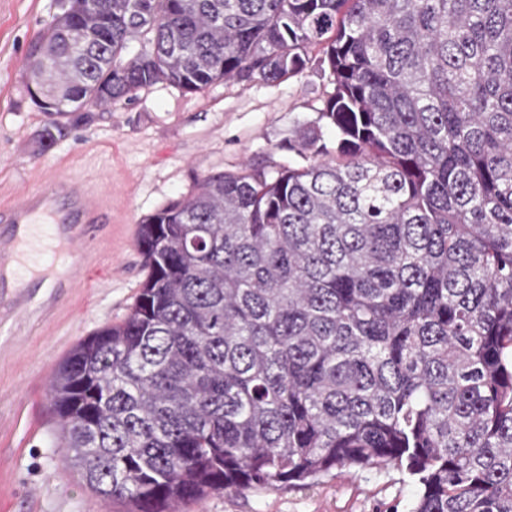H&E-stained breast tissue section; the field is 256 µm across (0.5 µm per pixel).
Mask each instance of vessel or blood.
<instances>
[{
  "label": "vessel or blood",
  "mask_w": 512,
  "mask_h": 512,
  "mask_svg": "<svg viewBox=\"0 0 512 512\" xmlns=\"http://www.w3.org/2000/svg\"><path fill=\"white\" fill-rule=\"evenodd\" d=\"M112 221V195L57 173L0 205V322L31 314V288L61 293L89 278L91 247Z\"/></svg>",
  "instance_id": "b4317fda"
}]
</instances>
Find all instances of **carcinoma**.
<instances>
[{"label": "carcinoma", "mask_w": 512, "mask_h": 512, "mask_svg": "<svg viewBox=\"0 0 512 512\" xmlns=\"http://www.w3.org/2000/svg\"><path fill=\"white\" fill-rule=\"evenodd\" d=\"M312 45L334 90L288 137L312 162L138 224L130 313L53 373L55 447L128 512L380 463L409 512H512V0H65L28 56L40 146Z\"/></svg>", "instance_id": "obj_1"}]
</instances>
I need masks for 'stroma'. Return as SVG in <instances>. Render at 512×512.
Here are the masks:
<instances>
[{"label":"stroma","mask_w":512,"mask_h":512,"mask_svg":"<svg viewBox=\"0 0 512 512\" xmlns=\"http://www.w3.org/2000/svg\"><path fill=\"white\" fill-rule=\"evenodd\" d=\"M59 11L60 0H0V204L59 171L83 182L108 175L116 221L101 231L83 287L0 326V512H123L55 452L49 378L80 340L128 315L144 278L135 241L141 220L209 176L300 164L288 134L317 118L333 86L313 46L307 68L278 81L220 82L199 93L157 83L133 101L85 108L44 151L36 133L46 116L26 92L27 60ZM416 494L409 474L386 464L334 471L305 487L213 494L181 512H409Z\"/></svg>","instance_id":"1"}]
</instances>
